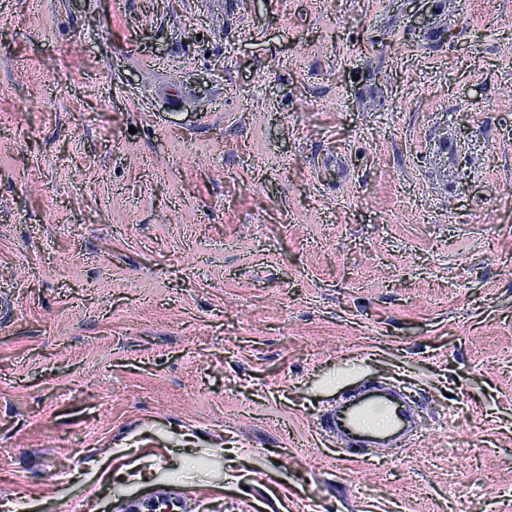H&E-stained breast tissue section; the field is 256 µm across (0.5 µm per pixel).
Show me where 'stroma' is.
Instances as JSON below:
<instances>
[{"label":"stroma","instance_id":"35a3bbf8","mask_svg":"<svg viewBox=\"0 0 512 512\" xmlns=\"http://www.w3.org/2000/svg\"><path fill=\"white\" fill-rule=\"evenodd\" d=\"M441 2L0 0V512H512V0ZM364 396L349 400L330 413H325L318 423V433L346 448L345 460L359 462L365 448L376 443L378 448L397 449L406 446L393 437L402 430L417 431L421 420L412 406L400 393L379 387L364 390ZM381 417L378 422L377 417ZM160 496L143 497L130 510H137V512H185V501L180 495L161 496V498Z\"/></svg>","mask_w":512,"mask_h":512}]
</instances>
